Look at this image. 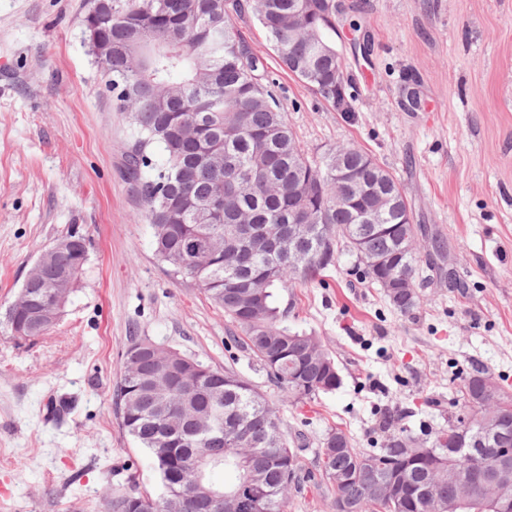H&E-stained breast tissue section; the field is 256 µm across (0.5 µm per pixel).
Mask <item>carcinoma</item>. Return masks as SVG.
Listing matches in <instances>:
<instances>
[{"instance_id": "carcinoma-1", "label": "carcinoma", "mask_w": 512, "mask_h": 512, "mask_svg": "<svg viewBox=\"0 0 512 512\" xmlns=\"http://www.w3.org/2000/svg\"><path fill=\"white\" fill-rule=\"evenodd\" d=\"M246 10L255 14L289 73L327 89L323 99L333 106L338 97L352 101L347 85L336 91L342 63L329 35L334 24L326 0H92L83 24L112 39V55L97 64L118 111L129 114L136 131L126 152V173L145 204L157 256L173 275L194 281L224 310L270 380L300 402L336 390L342 379L318 337L281 325L273 289L322 276L336 264L338 236L349 240L356 257L377 259L396 253L403 238L417 236L418 227L410 222L406 199L390 173L362 149L338 147L318 163L303 161L304 150L266 83L265 64L245 50L248 43L230 23L231 14ZM156 147L163 155L158 167L151 158ZM382 195L392 197V205L374 223H362L361 213L377 208ZM218 197L224 199V216L205 226L216 251H187L185 237L199 230L190 203L205 207ZM242 224L275 232L290 224L314 229L297 231L296 257L290 262L261 241L237 242ZM418 271L413 252L398 256L388 269L365 268L363 276L376 285L390 274L401 276L404 291L385 296L409 313L418 303ZM46 287L45 282L30 285L11 303L19 322L28 319ZM122 364L115 411L124 431L150 452L161 477L158 512L170 507L173 490L184 495V512H216L218 507L199 495L196 479L212 488L211 473L223 469L233 480L220 491H235L241 487L239 463L248 454L266 461V512H284L288 490L298 482V464L289 473L279 459L284 452L297 455L288 447L276 407L248 381L175 350L146 351L135 359L125 352ZM481 381L478 375L465 381L473 411L448 421V442H441L445 430L436 431L430 442L433 456L421 462L407 460L406 444L416 437L404 428L377 452L354 447L339 427L330 430L323 447L340 451L323 463V471L335 490L334 501L360 512H401L400 503L373 490L400 468L401 486L413 497L415 512H433L420 491L430 481L436 457L453 454L456 430L487 415L512 435V399L482 400ZM194 417L221 419L222 440L192 431ZM242 428L251 441L235 450L231 436ZM473 453V461L448 465L447 477L436 486L440 502L454 503L462 477L494 470L503 456L500 443L487 438ZM465 512H497L486 485L473 486Z\"/></svg>"}]
</instances>
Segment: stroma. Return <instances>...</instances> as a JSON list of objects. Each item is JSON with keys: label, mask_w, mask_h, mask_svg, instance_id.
<instances>
[{"label": "stroma", "mask_w": 512, "mask_h": 512, "mask_svg": "<svg viewBox=\"0 0 512 512\" xmlns=\"http://www.w3.org/2000/svg\"><path fill=\"white\" fill-rule=\"evenodd\" d=\"M344 4L332 39L349 112L282 68L252 13L233 23L310 157L353 144L396 178L422 228L419 299L395 309L344 242L321 279L278 289L283 324L319 337L342 378L293 402L223 310L157 257L126 177L135 130L84 34L88 0H0V512H105L116 487L162 494L113 411L134 336L233 371L276 405L299 462L285 512H333L319 456L329 430L376 451L400 429L447 426L477 372L512 397V0ZM74 230L88 260L57 325L14 337L9 303L40 250ZM68 397L74 408L52 419Z\"/></svg>", "instance_id": "35a3bbf8"}]
</instances>
